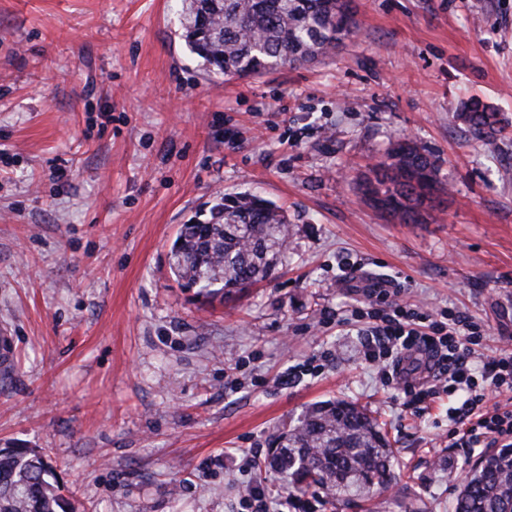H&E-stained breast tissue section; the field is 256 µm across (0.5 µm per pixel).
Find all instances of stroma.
I'll list each match as a JSON object with an SVG mask.
<instances>
[{"mask_svg":"<svg viewBox=\"0 0 512 512\" xmlns=\"http://www.w3.org/2000/svg\"><path fill=\"white\" fill-rule=\"evenodd\" d=\"M354 5L332 55L241 79L191 52L177 0H0V448L50 455L75 512H244L232 454L336 399L377 419L396 481L317 512H452L477 459L455 399L411 415L348 315L383 282L473 316L484 355L512 337V0ZM473 98L508 123L491 143ZM400 139L438 163L415 224L361 190ZM246 191L287 210V260L204 301L172 245ZM461 116L478 140L489 141V136L501 129L499 126L502 120L498 112L476 99H471L464 104Z\"/></svg>","mask_w":512,"mask_h":512,"instance_id":"35a3bbf8","label":"stroma"}]
</instances>
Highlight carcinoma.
<instances>
[{
  "mask_svg": "<svg viewBox=\"0 0 512 512\" xmlns=\"http://www.w3.org/2000/svg\"><path fill=\"white\" fill-rule=\"evenodd\" d=\"M185 40L208 67L247 77L326 56L356 33L352 0H181ZM462 119L486 141L501 125L483 102ZM438 167L409 141H397L373 167L367 196L405 224L418 221L438 191ZM288 216L255 193L224 196L210 220L185 224L173 270L199 296L228 299L267 278L286 257ZM394 452L377 420L336 400L310 405L273 443L269 465L290 493L321 489L338 501L371 497L395 480ZM0 512H72L47 459L31 448H0ZM453 512H512V448L476 463Z\"/></svg>",
  "mask_w": 512,
  "mask_h": 512,
  "instance_id": "cac0c4a2",
  "label": "carcinoma"
}]
</instances>
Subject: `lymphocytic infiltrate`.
Here are the masks:
<instances>
[{
    "label": "lymphocytic infiltrate",
    "instance_id": "f902f5d3",
    "mask_svg": "<svg viewBox=\"0 0 512 512\" xmlns=\"http://www.w3.org/2000/svg\"><path fill=\"white\" fill-rule=\"evenodd\" d=\"M368 318L359 359L404 394V405L422 414L442 397H456L448 414L449 437L460 448L512 446V408L497 395L512 393V351L471 360L485 336L483 326L458 310L434 312L403 302L400 289L376 284L367 307L351 311Z\"/></svg>",
    "mask_w": 512,
    "mask_h": 512
}]
</instances>
